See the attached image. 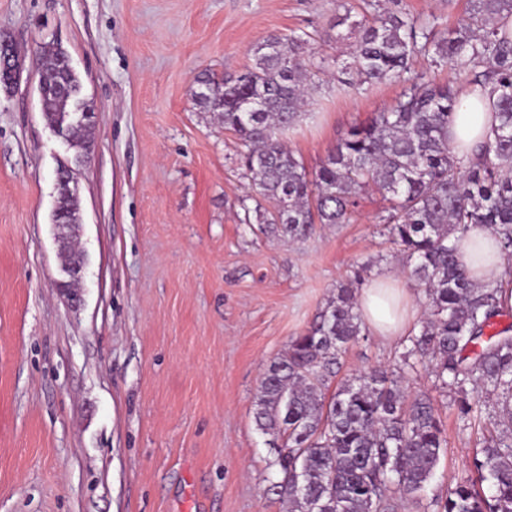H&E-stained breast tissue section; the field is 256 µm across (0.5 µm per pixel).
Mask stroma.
I'll list each match as a JSON object with an SVG mask.
<instances>
[{
	"mask_svg": "<svg viewBox=\"0 0 512 512\" xmlns=\"http://www.w3.org/2000/svg\"><path fill=\"white\" fill-rule=\"evenodd\" d=\"M369 7L452 25L466 0H0V38L63 48L97 114L86 151L47 125L38 73L0 85V512H287L254 424L261 376L356 266L369 283L401 258L369 191L301 244L243 224L238 141L191 90L268 36L311 32L320 85L287 141L315 170L403 90L340 87L355 38L336 20ZM64 166L85 261L73 297L53 222ZM405 345L367 334L342 372L393 367ZM406 388L429 394L448 444L400 512H433L471 474L478 432L434 376Z\"/></svg>",
	"mask_w": 512,
	"mask_h": 512,
	"instance_id": "stroma-1",
	"label": "stroma"
}]
</instances>
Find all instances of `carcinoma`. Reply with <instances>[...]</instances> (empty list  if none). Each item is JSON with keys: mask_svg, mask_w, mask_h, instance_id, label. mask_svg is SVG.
I'll return each mask as SVG.
<instances>
[{"mask_svg": "<svg viewBox=\"0 0 512 512\" xmlns=\"http://www.w3.org/2000/svg\"><path fill=\"white\" fill-rule=\"evenodd\" d=\"M511 16L512 0H468L466 16L443 30L391 11L355 22L347 69L356 84L405 88L389 110L352 128L313 172L285 140L318 88L307 55L310 33L268 37L245 71L207 77L208 92L194 98L238 140L251 190L239 200L242 223L303 243L319 224L348 223L370 188L385 202L379 223L423 298L424 318L393 370L356 372L331 388L349 345L366 336L359 270L267 367L254 422L278 448L269 490L289 512H398L402 500L421 496L447 438L429 396L407 401L400 379L426 361L455 396L461 421L486 432L474 474L432 499L435 512H512V325L500 329L497 322L504 313L498 293L512 284V266L500 280L477 283L456 247L471 226L483 224L512 258V39L499 35V23ZM61 55L51 43L38 48L48 117L67 104ZM419 55L496 96L498 125L479 153L454 152L448 125L458 91L454 81L440 84L427 72L410 76ZM474 385L495 398L492 409L471 403Z\"/></svg>", "mask_w": 512, "mask_h": 512, "instance_id": "carcinoma-1", "label": "carcinoma"}]
</instances>
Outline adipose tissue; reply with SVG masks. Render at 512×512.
I'll list each match as a JSON object with an SVG mask.
<instances>
[{"label":"adipose tissue","mask_w":512,"mask_h":512,"mask_svg":"<svg viewBox=\"0 0 512 512\" xmlns=\"http://www.w3.org/2000/svg\"><path fill=\"white\" fill-rule=\"evenodd\" d=\"M459 102L451 130L455 150L465 154L489 135L493 115L488 111V92L464 87L459 92ZM459 259L464 265L473 266L472 277L481 283L499 279L506 266L495 236L481 225L471 227L467 242L460 245ZM409 298V289L396 286L393 277L380 278L360 295L362 317L375 335L385 338L402 335L407 322L400 307Z\"/></svg>","instance_id":"adipose-tissue-1"}]
</instances>
